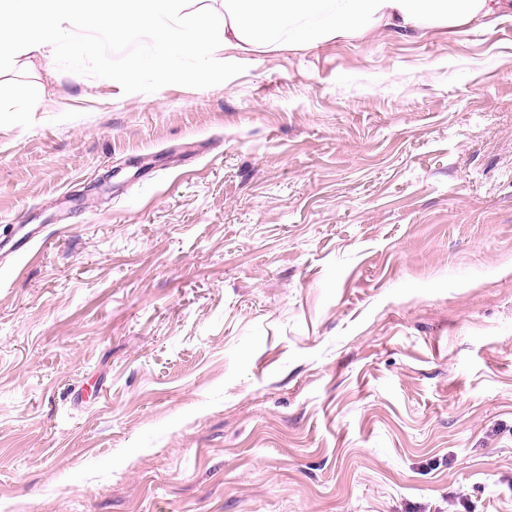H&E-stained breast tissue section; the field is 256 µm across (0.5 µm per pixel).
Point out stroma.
<instances>
[{
	"label": "stroma",
	"mask_w": 512,
	"mask_h": 512,
	"mask_svg": "<svg viewBox=\"0 0 512 512\" xmlns=\"http://www.w3.org/2000/svg\"><path fill=\"white\" fill-rule=\"evenodd\" d=\"M150 44L0 77V512H512V19Z\"/></svg>",
	"instance_id": "35a3bbf8"
}]
</instances>
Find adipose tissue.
<instances>
[{
	"mask_svg": "<svg viewBox=\"0 0 512 512\" xmlns=\"http://www.w3.org/2000/svg\"><path fill=\"white\" fill-rule=\"evenodd\" d=\"M512 17V0H0V74L66 53L74 65L90 56L75 33L86 27L132 39L150 31L149 55L131 59L132 70L158 78L176 73L188 57L253 53L272 32L292 48L357 38L380 29L397 35L443 27L463 34Z\"/></svg>",
	"mask_w": 512,
	"mask_h": 512,
	"instance_id": "1",
	"label": "adipose tissue"
}]
</instances>
